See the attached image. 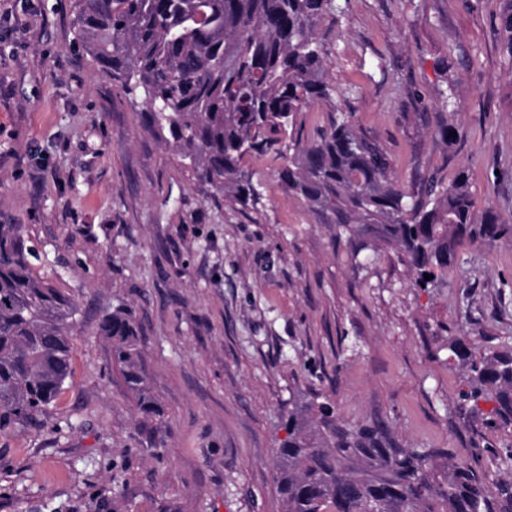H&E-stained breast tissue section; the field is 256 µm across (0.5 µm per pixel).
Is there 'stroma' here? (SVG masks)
Here are the masks:
<instances>
[{
    "label": "stroma",
    "instance_id": "35a3bbf8",
    "mask_svg": "<svg viewBox=\"0 0 512 512\" xmlns=\"http://www.w3.org/2000/svg\"><path fill=\"white\" fill-rule=\"evenodd\" d=\"M323 24L336 101L381 141L404 186L467 167L477 214L512 221V57L503 0H337ZM0 214L36 272L77 303L73 377L34 423L0 434V512H286L273 480L288 414L331 403L410 448L471 459L448 339L512 347V239L459 247L421 289L398 245L353 255L283 189L274 152L241 209L199 185L100 74L72 0H0ZM450 107H443V100ZM456 126L452 144L432 136ZM126 303L160 416L112 363L102 316Z\"/></svg>",
    "mask_w": 512,
    "mask_h": 512
}]
</instances>
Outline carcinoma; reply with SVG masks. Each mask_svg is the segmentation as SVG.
<instances>
[{
	"label": "carcinoma",
	"instance_id": "1",
	"mask_svg": "<svg viewBox=\"0 0 512 512\" xmlns=\"http://www.w3.org/2000/svg\"><path fill=\"white\" fill-rule=\"evenodd\" d=\"M503 2L512 58V0ZM73 8L78 38L99 71L142 96L148 129L198 182L235 204L261 198L244 158L273 149L284 160L281 186L318 223L350 236L361 224L375 247L399 245L420 288L443 285L461 243L512 237V224L497 215L476 218L466 168L451 182L435 171L403 187L385 147L336 104L317 34L322 22L342 16L336 0H73ZM314 104L329 108L327 123L305 139ZM35 257L23 225L1 222L0 433L36 420L72 374L79 308L34 272ZM99 334L140 412L160 415L131 309L113 307ZM448 366L465 378L459 410L484 414L491 429L512 427V348L479 354L451 337ZM273 478L286 512H512V471L492 479L477 461L405 448L382 424L348 428L327 402L288 415Z\"/></svg>",
	"mask_w": 512,
	"mask_h": 512
}]
</instances>
